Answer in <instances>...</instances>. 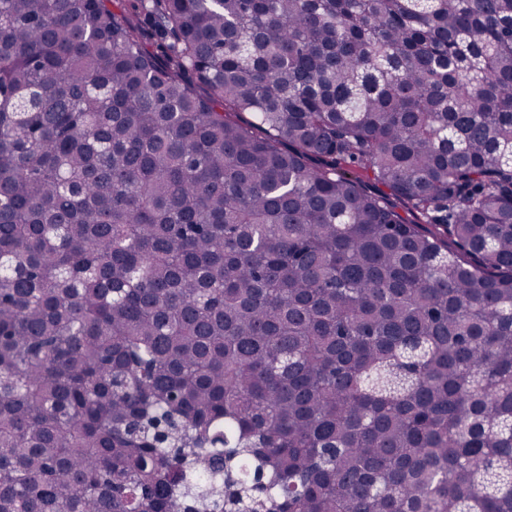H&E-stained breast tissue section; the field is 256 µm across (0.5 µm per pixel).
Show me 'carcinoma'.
Instances as JSON below:
<instances>
[{
    "label": "carcinoma",
    "mask_w": 512,
    "mask_h": 512,
    "mask_svg": "<svg viewBox=\"0 0 512 512\" xmlns=\"http://www.w3.org/2000/svg\"><path fill=\"white\" fill-rule=\"evenodd\" d=\"M0 512H512V0H0Z\"/></svg>",
    "instance_id": "1"
}]
</instances>
